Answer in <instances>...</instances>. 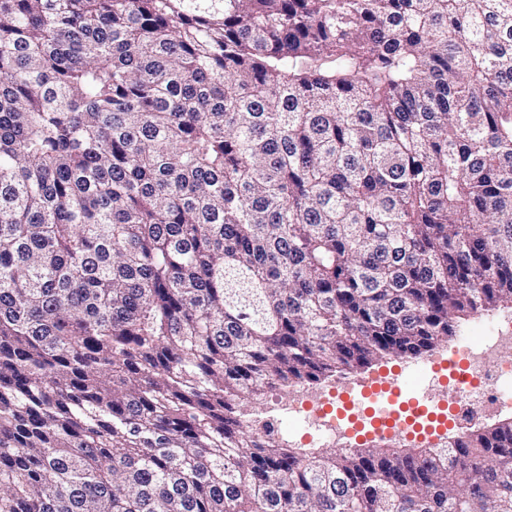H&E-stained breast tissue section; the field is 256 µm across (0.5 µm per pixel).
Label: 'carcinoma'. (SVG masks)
<instances>
[{
  "mask_svg": "<svg viewBox=\"0 0 512 512\" xmlns=\"http://www.w3.org/2000/svg\"><path fill=\"white\" fill-rule=\"evenodd\" d=\"M509 302L512 0H0V512H512L242 408ZM281 414L284 417V423L278 432L279 437L287 439L294 448H312L309 446L312 442V437L309 434L304 435L307 432L305 428L292 421L288 422V414H284L283 411H281ZM303 435L304 437L302 438Z\"/></svg>",
  "mask_w": 512,
  "mask_h": 512,
  "instance_id": "1",
  "label": "carcinoma"
}]
</instances>
